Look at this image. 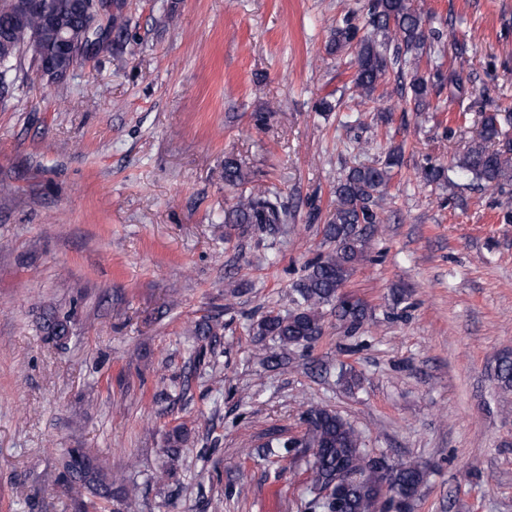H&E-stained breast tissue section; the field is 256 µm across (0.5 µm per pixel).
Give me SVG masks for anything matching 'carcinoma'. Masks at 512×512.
Wrapping results in <instances>:
<instances>
[{
  "label": "carcinoma",
  "mask_w": 512,
  "mask_h": 512,
  "mask_svg": "<svg viewBox=\"0 0 512 512\" xmlns=\"http://www.w3.org/2000/svg\"><path fill=\"white\" fill-rule=\"evenodd\" d=\"M85 14L84 0H42L40 8L21 11L16 0H0V84L14 83L11 72L27 60L36 71L56 75L72 71L85 57L93 29ZM367 25L370 32L359 35L350 22L336 28L331 48L350 49L355 54L353 88L359 104L374 101V93L391 66L409 65L414 73L401 87L405 101L415 112H427L432 94L450 84L459 88L453 73L444 70L438 46L440 37L426 33V18L411 0H372ZM479 129L451 165L426 164L421 178L428 185L451 184L453 174H464L478 183L502 187L512 183V112L481 113ZM404 148L394 145L384 159L349 168L336 183V210L324 227L332 249L308 264L305 275L294 285V308L286 315L267 312L255 324V335L270 336L284 349L305 344L321 335L323 308L334 306L336 318L347 330H358L367 318V308L343 293L357 266L368 259L377 225L383 223L381 202L387 194L394 170L403 165ZM242 164L233 157L224 159V184L238 191L236 202L224 209V223L233 227H254L264 231L288 223V212L278 193L249 186ZM47 340L65 345L73 334V321L50 307L42 311L38 323ZM198 341L217 336L206 320L191 330ZM494 378L503 390L512 389V352L498 355ZM309 429L303 438L269 441L266 454L275 449L291 451L311 448L309 463L311 490H321L351 471L360 478L344 485L340 512H385L399 496L403 506L414 498L425 481L418 464L394 466L384 458L372 457L364 440L349 421L324 406L307 412ZM185 425L173 426L165 437L167 452L175 457L187 441ZM58 482L72 495L75 512H96L98 504L120 505L137 495L138 487L121 476L107 472L99 458L85 448H68L60 456Z\"/></svg>",
  "instance_id": "carcinoma-1"
}]
</instances>
